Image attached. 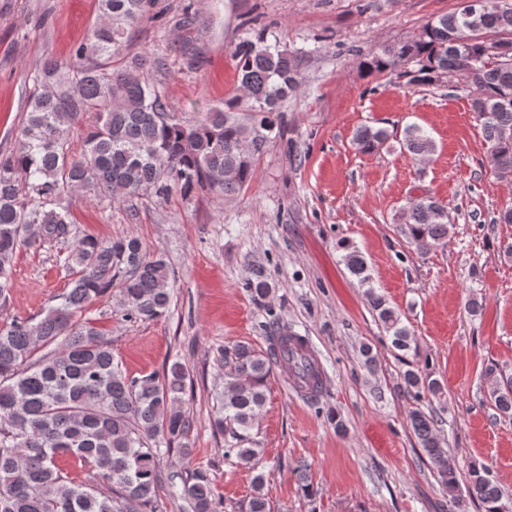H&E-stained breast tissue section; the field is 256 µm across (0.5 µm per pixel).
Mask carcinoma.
<instances>
[{"mask_svg":"<svg viewBox=\"0 0 512 512\" xmlns=\"http://www.w3.org/2000/svg\"><path fill=\"white\" fill-rule=\"evenodd\" d=\"M99 2L102 21L71 59L48 60L35 71L42 90L29 103L16 148L0 155V306L14 288L11 271L20 250L72 240L63 264L69 281L59 303L38 320L14 318L0 326V512H159L161 450L176 447L190 455L185 439L191 424L182 412L189 373L175 361L160 375L130 376L114 362L103 331L75 316L115 288L125 319L160 318L171 302L168 264L161 253L147 254L136 237L102 241L81 232L64 199H166L174 191L185 198L199 191L232 197L248 185L255 156L281 129V102L300 87L301 60L257 30L233 52L244 96L226 100L192 124L177 120L166 112L152 81L160 63L142 59L130 70L109 65L149 0ZM490 39L512 46V8L437 16L415 38L367 54L363 66L370 74H394L414 86L465 81L468 58L483 57ZM471 88L491 166L498 178L511 181L512 59L490 62ZM88 112L97 122L82 154L73 157L65 134ZM388 139L386 129L362 125L352 142L361 153H375ZM400 147L419 157L435 151L433 139L418 125L406 127ZM400 232L421 253L444 246L448 213L431 197L414 199ZM343 249L347 270L365 287L392 345L410 349L411 332L372 286L363 255L351 244ZM281 365L311 388L309 401L320 402V367L292 346L286 326H277L267 350L248 342L224 348V387L216 396L220 410L214 426L227 436L224 456L253 469L261 449L254 447L251 431L265 406L268 381ZM486 378L495 409L511 417L512 382L501 381L492 368ZM402 380L415 399L442 391L418 368L406 370ZM409 423L443 490L458 499L456 462L433 415L416 409ZM66 456L91 470L89 481L72 478L58 464ZM469 476L470 496L485 512H499L503 493L487 467L474 464ZM264 484L260 471L246 512H271ZM172 493L190 512H218L211 481L201 471L172 485Z\"/></svg>","mask_w":512,"mask_h":512,"instance_id":"carcinoma-1","label":"carcinoma"}]
</instances>
